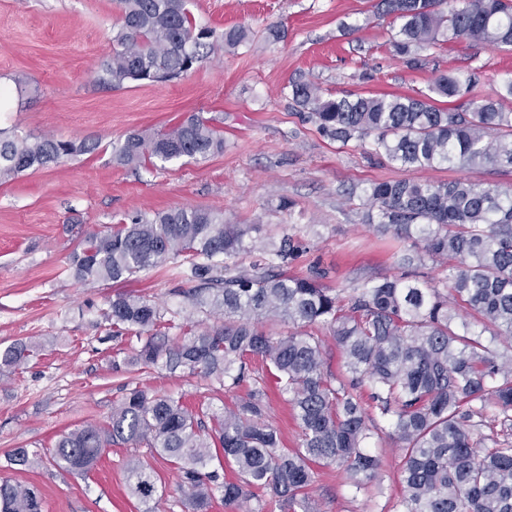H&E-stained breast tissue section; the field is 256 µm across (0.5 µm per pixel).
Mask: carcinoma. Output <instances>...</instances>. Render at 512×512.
I'll return each mask as SVG.
<instances>
[{
	"label": "carcinoma",
	"instance_id": "1",
	"mask_svg": "<svg viewBox=\"0 0 512 512\" xmlns=\"http://www.w3.org/2000/svg\"><path fill=\"white\" fill-rule=\"evenodd\" d=\"M190 0H117L121 24L99 83H164L187 73L217 49L233 51L249 29L222 32L197 28ZM379 0L377 14L398 22L394 52L417 61L420 52L465 40L512 47V0ZM473 83L441 73L429 93L327 97L309 81L291 84L292 100L319 132L343 145H369V153L406 169L512 168V74L494 95L477 97ZM448 100L441 107L437 98ZM96 144L49 136L16 139L0 131V181L64 156L87 154ZM224 153V136L191 114L163 133H131L115 147L122 166L157 159L205 160ZM367 218L377 229L413 243L399 256L400 273L372 280L348 295L325 287L317 275H291L288 261L303 251L285 233L256 245L252 226L226 224L224 213L174 208L137 215L130 222L90 233L73 253L74 278L118 282L141 271L164 268L196 282L193 308L219 321L199 331L183 328L173 344L162 309L144 296L120 293L103 315L113 335L139 343L132 363L181 368L230 391L260 359L289 398L301 430L297 448H285L266 423L265 387L254 383L224 411L210 414L211 428L171 397L135 386L112 406L107 424L75 428L50 450L61 470L84 475L114 443L145 445L174 463L189 512H211L215 492L240 512H309L306 491L317 469L334 465L360 491L379 467L366 451L376 434L402 451L403 494L398 512H512V354L492 347L512 339V189L459 178L450 182L382 180L362 189ZM259 253L249 267L242 253ZM447 263L448 293L423 287L415 271L425 259ZM463 302L481 329L457 327L451 302ZM267 323H286L272 336ZM326 329L344 359V375L325 368ZM490 338H484V334ZM19 343L0 350V371L30 357ZM40 454L17 448L10 465H31ZM218 467H211L213 461ZM233 464L238 480L220 468ZM130 495L157 502L154 470L140 461L127 472ZM0 512H42V499L28 486L0 483Z\"/></svg>",
	"mask_w": 512,
	"mask_h": 512
}]
</instances>
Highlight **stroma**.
Wrapping results in <instances>:
<instances>
[{
	"mask_svg": "<svg viewBox=\"0 0 512 512\" xmlns=\"http://www.w3.org/2000/svg\"><path fill=\"white\" fill-rule=\"evenodd\" d=\"M378 0H191L198 26H244L250 39L221 50L167 83H97L120 25L116 0H0V84L22 81L27 91L0 104L10 134H50L96 143L93 153L66 156L0 184V348L22 342L26 365L0 373V482L37 488L43 512H144L126 488L129 465L157 474L159 512H187L176 490L178 472L148 448L115 444L94 470L76 476L46 454L61 435L104 424L113 402L140 385L192 404L223 409L246 386L224 388L183 372L129 365L137 346L116 337L102 315L116 294L135 292L174 321L169 336L191 321L211 326L186 298L191 284L165 268L120 282H78L71 254L92 232L131 216L171 208L220 210L229 224H249L259 242L282 233L306 244L292 274L317 268L325 285L362 286L396 274L401 242L365 222L362 188L373 181H451L460 177L512 188V168L403 169L370 157L364 146L322 136L291 99L295 80L318 84L325 96L427 93L444 72L474 76L473 93L494 94L512 73V49L466 41L421 53L410 63L395 55L391 18L376 15ZM284 30L279 41L270 28ZM210 120L224 135L222 154L202 161L155 162L138 169L117 164L113 149L132 132L165 130L189 114ZM293 202V210L281 207ZM269 424L285 447L300 429L293 408L268 385ZM17 448L45 457L33 467H8ZM380 468L356 491L336 467L318 469L309 487L311 512H394L402 495L401 457L389 440H375Z\"/></svg>",
	"mask_w": 512,
	"mask_h": 512,
	"instance_id": "1",
	"label": "stroma"
}]
</instances>
